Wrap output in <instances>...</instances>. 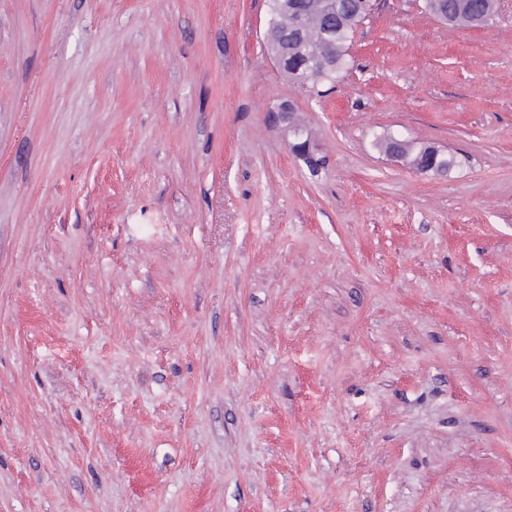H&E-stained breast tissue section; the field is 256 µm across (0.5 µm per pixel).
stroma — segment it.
Here are the masks:
<instances>
[{"label":"stroma","mask_w":512,"mask_h":512,"mask_svg":"<svg viewBox=\"0 0 512 512\" xmlns=\"http://www.w3.org/2000/svg\"><path fill=\"white\" fill-rule=\"evenodd\" d=\"M420 2L318 95L267 0H0V512H512V0ZM428 1L426 11L440 19L448 17V23L454 26L471 28L476 15L492 10L493 0H423ZM293 110V108H292ZM273 115L276 126L282 127L288 131L291 136L289 140V148L291 153L298 160L302 161L310 171H318L321 168L323 161H318L324 157L320 149L311 141L308 136L304 139V132H301L300 128L294 124L293 112H290L288 103H282L276 112H271Z\"/></svg>","instance_id":"1"}]
</instances>
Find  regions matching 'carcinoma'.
<instances>
[{
	"mask_svg": "<svg viewBox=\"0 0 512 512\" xmlns=\"http://www.w3.org/2000/svg\"><path fill=\"white\" fill-rule=\"evenodd\" d=\"M306 22L305 35L294 38L291 15H277L273 30L278 40L288 44V65L284 72L313 91L335 81L350 67L348 48L357 27L373 11L372 0H294ZM426 11L444 16L454 26L471 27L473 18L492 10L493 0H428ZM332 24V40H326V25ZM313 57L317 62L297 70L298 63Z\"/></svg>",
	"mask_w": 512,
	"mask_h": 512,
	"instance_id": "obj_1",
	"label": "carcinoma"
}]
</instances>
